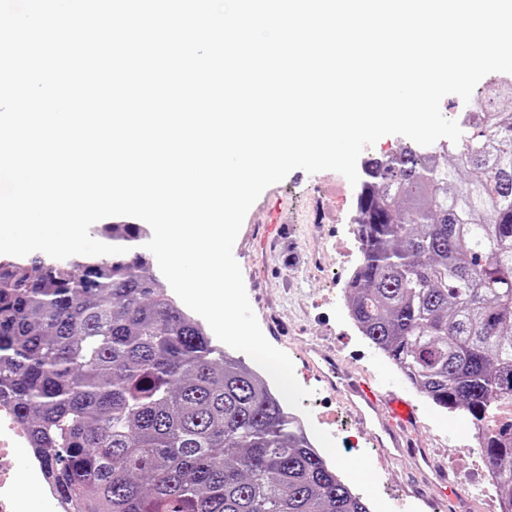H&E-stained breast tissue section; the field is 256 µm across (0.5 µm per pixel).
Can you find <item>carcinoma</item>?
Segmentation results:
<instances>
[{
    "instance_id": "obj_1",
    "label": "carcinoma",
    "mask_w": 512,
    "mask_h": 512,
    "mask_svg": "<svg viewBox=\"0 0 512 512\" xmlns=\"http://www.w3.org/2000/svg\"><path fill=\"white\" fill-rule=\"evenodd\" d=\"M365 163L347 303L435 406L466 415L512 512V112ZM119 255L0 259V398L77 512H371L265 381L170 294L140 224Z\"/></svg>"
}]
</instances>
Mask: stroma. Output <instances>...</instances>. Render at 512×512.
<instances>
[{"mask_svg": "<svg viewBox=\"0 0 512 512\" xmlns=\"http://www.w3.org/2000/svg\"><path fill=\"white\" fill-rule=\"evenodd\" d=\"M332 177L329 171L310 174L296 169L272 185V192L287 203L283 213L285 231L272 251L261 250L252 239L254 227L265 219L263 201H256L248 211L236 240L237 261L253 270H268L260 279H245L250 305L257 318L267 321L263 329L267 340L291 357L296 372H303L306 349L316 343L327 348L335 359L339 382L368 376L397 381L402 397L416 412L415 440L431 458L448 457L457 449L460 419L429 404L379 350L362 337L350 335L340 321L347 290L334 268L344 257L359 263L361 252L356 249L346 254L339 250V242L348 236L347 225L309 221L314 187ZM305 386L313 394L302 399V406L334 416L338 451L347 457L365 451L372 461H379L383 454L377 443L382 434L380 424L365 426L356 443H349L347 429L357 419L346 398L314 379L306 381ZM378 478L380 492L395 512H412V487H420L427 499L438 493L435 474L427 465L416 464L408 457L402 459L398 471L379 470Z\"/></svg>", "mask_w": 512, "mask_h": 512, "instance_id": "1", "label": "stroma"}]
</instances>
